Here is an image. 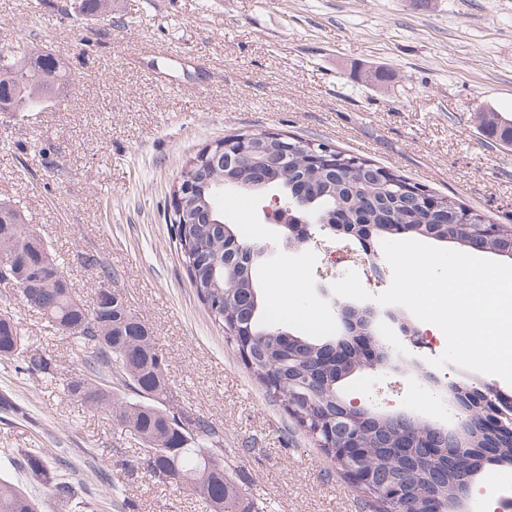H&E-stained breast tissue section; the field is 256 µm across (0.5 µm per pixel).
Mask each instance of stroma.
Wrapping results in <instances>:
<instances>
[{"label":"stroma","instance_id":"35a3bbf8","mask_svg":"<svg viewBox=\"0 0 512 512\" xmlns=\"http://www.w3.org/2000/svg\"><path fill=\"white\" fill-rule=\"evenodd\" d=\"M37 44L64 62L54 102L0 112V202L15 205L57 253L82 303L94 300L96 254L152 331L181 406L224 430L225 470L266 512H373L305 430L245 369L196 296L171 236V192L186 161L233 134L278 132L365 157L430 192L454 197L497 224L512 223V150L483 137L476 114L512 113V0H112V17L81 0H0V54ZM227 223L266 245L256 269L275 325L332 336L334 279L324 243L283 247L262 211L271 191L225 189ZM299 283L288 287L285 278ZM30 348L55 355L45 382L0 360V394L22 406L0 418V476L24 485L41 512H208L193 490L135 473L131 508L98 473L136 441L111 414L87 409L61 381L81 368L71 340L21 300L0 297ZM395 339L387 367L359 370L346 399L386 413L416 412V399L467 380L431 363L446 339ZM43 453L77 488L72 501L28 484L12 461Z\"/></svg>","mask_w":512,"mask_h":512}]
</instances>
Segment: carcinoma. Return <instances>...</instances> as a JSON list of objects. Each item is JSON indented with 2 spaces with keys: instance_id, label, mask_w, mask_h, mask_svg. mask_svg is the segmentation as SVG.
Instances as JSON below:
<instances>
[{
  "instance_id": "1",
  "label": "carcinoma",
  "mask_w": 512,
  "mask_h": 512,
  "mask_svg": "<svg viewBox=\"0 0 512 512\" xmlns=\"http://www.w3.org/2000/svg\"><path fill=\"white\" fill-rule=\"evenodd\" d=\"M82 11L100 16L112 12V0H82ZM68 82L61 62L49 54L18 46L12 55H0V110L14 112L20 107L44 105L55 98ZM478 120L483 135L504 148L512 147V117L500 112H480ZM246 134L221 139L230 156L234 178L239 183L250 180L255 167L253 158L237 152ZM295 155L288 158V180L280 181L287 193V181L303 178L324 194L312 200L308 209L332 221L341 208L359 213L360 223L373 224V236L391 240L400 236L396 227L411 226V235L443 242L451 239L457 247L487 254L512 249V224H498L493 234H486L491 220L480 211L456 198L438 195L436 199L454 205L462 214L460 224H441L436 214L423 208H409L403 203L405 188H418L407 178L389 173V179L375 175L361 177L363 168L380 170L371 161L331 149L332 163L303 164L310 142L290 139ZM0 214L10 222L0 224V252L7 251L27 264L43 266L38 292L42 296L40 313L51 327L71 339L76 350L87 354L78 373L64 380L67 393L93 408L109 407L120 433L141 445V456L130 463L118 460L113 468L128 476L142 469L154 483L188 487L210 507V512H261L259 504L241 498L232 477L224 471V430L210 418L176 404L165 370L162 350L149 328L128 307V299L105 303L95 301L87 307L62 287L64 269L51 246L36 255L27 250L28 225L20 211L0 203ZM186 263L187 275L199 300L214 323L224 329L235 323L251 328L254 346L246 369L263 386L272 401L286 414L312 433V438L337 468L345 473L348 463L336 451V442L325 429L336 421V394L342 384L355 374L354 368L330 372L321 367L317 355L326 342L312 336H283L269 317L255 279V270L242 255L226 256L224 243L237 240L234 227L218 224H178L172 227ZM81 262L97 267L102 283L118 279V274L93 253L80 254ZM17 363L21 374L41 380L57 378V364L51 356L24 347L23 331L17 321L0 326V360ZM334 374V383L313 388ZM369 449L372 486L364 489L375 503V512H423L425 500L432 497L443 508L460 507L468 489L460 481L461 472L478 475L485 468L477 454L446 452L430 465H418L426 449L415 441L402 453L395 451L398 426L390 416L379 415L363 430ZM17 467L42 486L55 499H71L73 485L52 470L45 456L29 452L18 459ZM405 482L404 494L393 500L388 487ZM0 512H38V503L19 485L0 478Z\"/></svg>"
}]
</instances>
